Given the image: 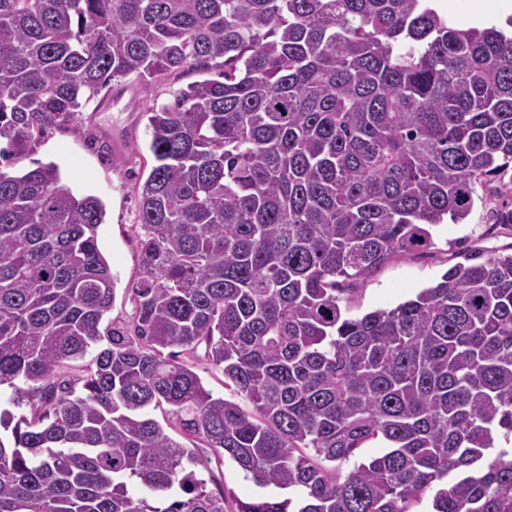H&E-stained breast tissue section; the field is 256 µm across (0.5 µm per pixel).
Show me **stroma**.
Here are the masks:
<instances>
[{"label":"stroma","mask_w":512,"mask_h":512,"mask_svg":"<svg viewBox=\"0 0 512 512\" xmlns=\"http://www.w3.org/2000/svg\"><path fill=\"white\" fill-rule=\"evenodd\" d=\"M199 78V73L190 70L157 80L129 77L110 83L87 103L77 120L49 129L8 168L15 174L39 162L55 163L75 194H90L102 201L105 217L98 228V242L111 266L115 288L109 320L128 318L127 290L141 273V255L131 226L138 221L136 188L152 164L147 112ZM496 205L493 199L476 204L461 223L440 225L429 249L397 256L357 283L350 296L352 314L395 307L434 285L457 263L460 248L470 246L488 255L511 248L512 232L491 228Z\"/></svg>","instance_id":"1"}]
</instances>
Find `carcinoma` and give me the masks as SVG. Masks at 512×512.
I'll return each instance as SVG.
<instances>
[{
    "label": "carcinoma",
    "mask_w": 512,
    "mask_h": 512,
    "mask_svg": "<svg viewBox=\"0 0 512 512\" xmlns=\"http://www.w3.org/2000/svg\"><path fill=\"white\" fill-rule=\"evenodd\" d=\"M181 70L218 78L149 110L126 322L100 200L0 170V386L29 407L0 413V512H512V253L345 305L512 196V33L428 0H0V164ZM227 460L288 496L236 498Z\"/></svg>",
    "instance_id": "cac0c4a2"
}]
</instances>
